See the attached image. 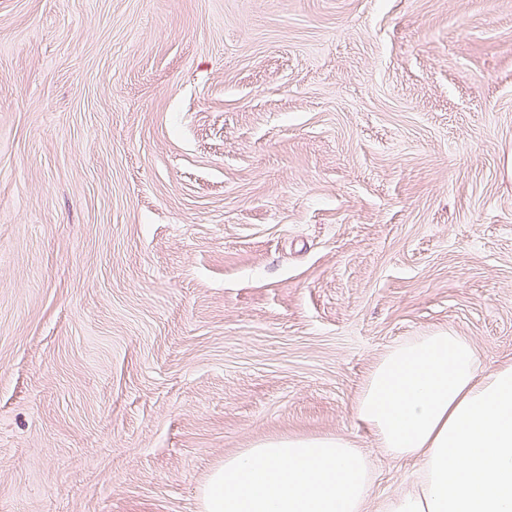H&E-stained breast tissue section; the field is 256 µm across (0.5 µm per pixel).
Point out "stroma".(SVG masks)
<instances>
[{
    "instance_id": "obj_1",
    "label": "stroma",
    "mask_w": 512,
    "mask_h": 512,
    "mask_svg": "<svg viewBox=\"0 0 512 512\" xmlns=\"http://www.w3.org/2000/svg\"><path fill=\"white\" fill-rule=\"evenodd\" d=\"M434 330L512 363V0H0V512H200Z\"/></svg>"
}]
</instances>
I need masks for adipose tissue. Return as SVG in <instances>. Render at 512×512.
<instances>
[{
  "mask_svg": "<svg viewBox=\"0 0 512 512\" xmlns=\"http://www.w3.org/2000/svg\"><path fill=\"white\" fill-rule=\"evenodd\" d=\"M377 447L419 462V482L379 512H512V364L485 371L436 331L390 349L354 405Z\"/></svg>",
  "mask_w": 512,
  "mask_h": 512,
  "instance_id": "1",
  "label": "adipose tissue"
}]
</instances>
